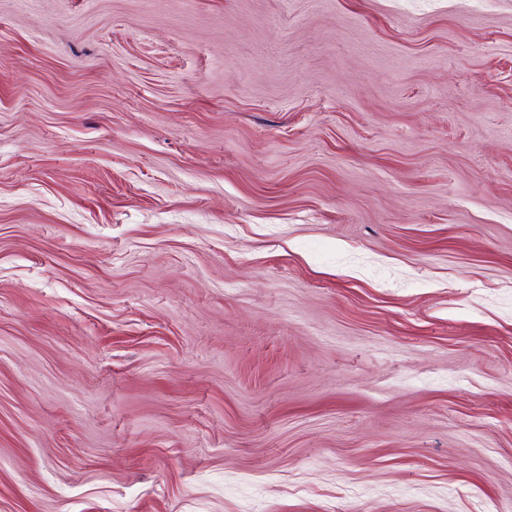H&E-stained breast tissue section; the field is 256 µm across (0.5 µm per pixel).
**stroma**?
Here are the masks:
<instances>
[{
  "label": "stroma",
  "mask_w": 512,
  "mask_h": 512,
  "mask_svg": "<svg viewBox=\"0 0 512 512\" xmlns=\"http://www.w3.org/2000/svg\"><path fill=\"white\" fill-rule=\"evenodd\" d=\"M0 512H512V0H0Z\"/></svg>",
  "instance_id": "obj_1"
}]
</instances>
